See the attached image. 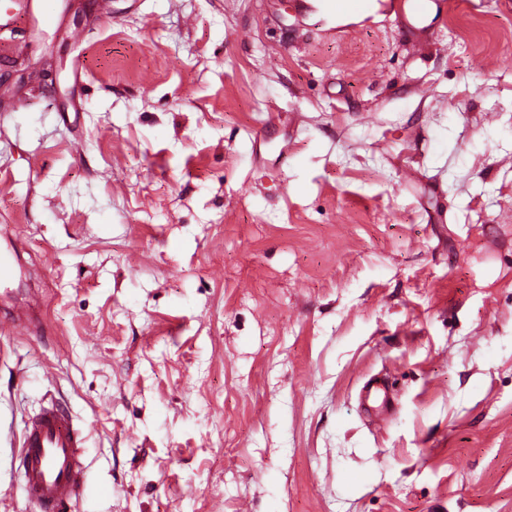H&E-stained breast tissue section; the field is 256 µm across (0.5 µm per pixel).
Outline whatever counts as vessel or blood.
<instances>
[{
	"label": "vessel or blood",
	"mask_w": 512,
	"mask_h": 512,
	"mask_svg": "<svg viewBox=\"0 0 512 512\" xmlns=\"http://www.w3.org/2000/svg\"><path fill=\"white\" fill-rule=\"evenodd\" d=\"M38 300L10 311L5 324L34 332ZM84 430L55 402H48L26 423L20 445V470L28 498L40 512H62L78 499L85 482Z\"/></svg>",
	"instance_id": "b4317fda"
}]
</instances>
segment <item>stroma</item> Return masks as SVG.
I'll list each match as a JSON object with an SVG mask.
<instances>
[{
  "label": "stroma",
  "mask_w": 512,
  "mask_h": 512,
  "mask_svg": "<svg viewBox=\"0 0 512 512\" xmlns=\"http://www.w3.org/2000/svg\"><path fill=\"white\" fill-rule=\"evenodd\" d=\"M378 2L0 29V512L50 398L66 512H512V0ZM39 308V301L36 298H32L27 302L26 306L22 309L9 312V316L6 317L5 321H1L2 327L7 326L9 328H21L27 333L34 332L38 328V324L35 318V311Z\"/></svg>",
  "instance_id": "stroma-1"
}]
</instances>
